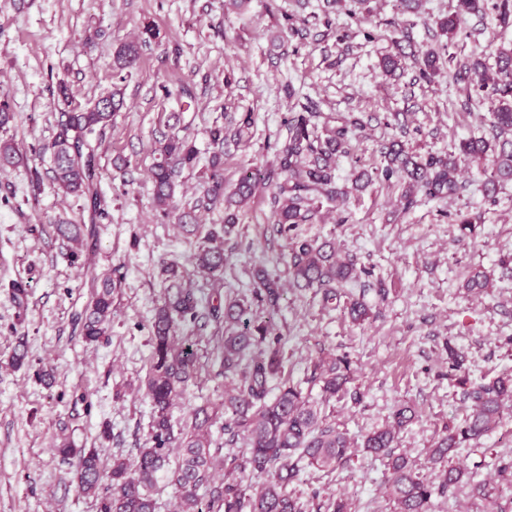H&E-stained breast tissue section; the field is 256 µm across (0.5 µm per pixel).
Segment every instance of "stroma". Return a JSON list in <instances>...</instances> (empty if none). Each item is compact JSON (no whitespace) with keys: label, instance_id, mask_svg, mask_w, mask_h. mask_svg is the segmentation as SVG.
Segmentation results:
<instances>
[{"label":"stroma","instance_id":"stroma-1","mask_svg":"<svg viewBox=\"0 0 512 512\" xmlns=\"http://www.w3.org/2000/svg\"><path fill=\"white\" fill-rule=\"evenodd\" d=\"M365 37L343 8L327 0H250L245 10L224 0H0V93L15 114L8 131L23 163L0 171V512H99L78 488L75 458L56 450L61 440L98 448L104 464L113 455L135 459L148 438L151 404L140 387L149 367V326L165 290V262H178L194 288L201 312L230 291L250 288L256 268L285 272L287 240L269 218L274 187L260 189L249 217L224 242L223 274L205 278L188 261L223 212L163 215L153 199L150 169L158 140L187 138L208 162L209 131L225 116L251 114L255 124L239 144L224 151V177L234 182L245 165H275L274 143L284 120L305 106L322 121L355 113L365 128L340 158L336 175L351 183L360 170L381 167L383 144L398 135L395 113L406 115V146L420 155L451 151L461 140L487 133L482 108L465 112L459 86L448 77L418 79L414 70L389 80L377 63L389 49L381 38L400 19L399 0H373ZM305 19L307 39L279 41L285 13ZM154 26L157 37L140 46L131 76L122 83L124 106L111 127L94 137L96 175L91 193L65 198L37 148L49 142L61 118L53 96L68 82L85 104L112 88L113 54ZM295 97H288L286 87ZM200 167L178 178L184 200L206 187ZM462 194L418 198L404 207L398 183L374 182L348 201L323 207V219L301 225L303 236L332 238L356 256L364 299L372 308L363 324L343 308L323 307L312 291L286 287L274 313L253 303L258 317H272L288 355L286 369L326 423L346 431L357 446L331 472L306 470L291 491L307 512H321L329 499L344 498L351 512H393L384 460L358 443L381 428L402 405L416 418L399 450L428 480L433 443L462 424L470 411L464 382L482 383L512 374V275L501 266L512 256V183L495 201L482 192L484 165L461 159ZM475 216L471 235L460 236L453 218ZM96 225L80 260H72L57 234L60 222ZM494 286L475 295L464 288L474 270ZM116 271L112 327L90 345L76 322L97 276ZM26 290L24 301L14 286ZM198 352L199 371L171 411L176 424L191 423L198 408L212 416L211 438L226 455L222 431L224 373L219 353L224 325L207 320L181 330ZM28 363L11 365L18 348ZM465 357L448 368V350ZM351 362L349 391L362 395L323 402L313 380L315 364L336 356ZM53 371L52 386L38 369ZM512 452V409L501 426L479 443L463 445L453 465L473 481L498 484L501 455Z\"/></svg>","mask_w":512,"mask_h":512}]
</instances>
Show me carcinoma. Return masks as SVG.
Instances as JSON below:
<instances>
[{
    "label": "carcinoma",
    "mask_w": 512,
    "mask_h": 512,
    "mask_svg": "<svg viewBox=\"0 0 512 512\" xmlns=\"http://www.w3.org/2000/svg\"><path fill=\"white\" fill-rule=\"evenodd\" d=\"M369 0H349L347 15L361 27L370 22ZM493 11L503 27L512 26V0H455L448 14L434 20L446 42L423 49L404 31V22L388 23L387 40L393 53L382 58L380 68L389 76L404 68L403 62L418 71V77L432 80L448 64V76L464 83L463 106L487 107L485 120L489 136L463 140L457 151L446 155H413L399 140L383 146L384 165L376 172H363L366 183L374 180L402 185L405 207L422 195L432 200L455 196L464 188L458 179L457 155L473 160L492 158L491 172L483 183L486 197H495L500 186L512 182V44L486 46L481 52L458 57L448 54L447 40L463 31L472 17ZM285 37L305 39L310 35L305 21L289 15ZM494 59L486 62V56ZM139 59V45L129 43L118 49L112 62V76L123 82L132 74ZM56 100L63 107V120L43 153L49 155V172L57 189L66 196L81 198L91 191L94 174V148L91 136L112 125L115 112L123 106L118 92L99 96L86 107L73 104L68 83L56 86ZM317 113L292 112L285 120L286 136L274 145L275 168L266 174L245 169L231 190L224 184V147L241 139L253 127L247 114L229 120L225 126L210 130L214 151L206 168L207 188L203 195L188 202L192 212L224 210L223 224L209 230L205 240L190 256V262L202 273L216 277L223 273L226 257L218 240L231 236L241 223L242 211L260 183L275 184L272 223L276 232L288 240V276L293 286L308 288L321 295L326 304L346 298L345 310L355 322L366 320L370 308L345 291L357 278V262L350 254L336 251L329 239L302 237L297 229L311 224L323 204H333L348 196L349 190L336 179L337 160L350 152V143L363 127L357 116L334 126L318 127ZM156 162L151 168L153 196L167 213L176 207L177 174L197 163V149L175 134L158 141ZM21 152L11 139L0 138V167L15 166ZM60 235L71 243V257L78 259L84 241V229L58 225ZM166 294L150 325L152 353L141 388L152 405L149 437L137 449L134 462L121 456L112 459L106 470L101 449L75 448L63 441L57 451L77 460L78 486L99 502V512H157L154 491L163 482L175 490L176 512H305L303 504L288 486L296 482L307 467L334 470L351 453L347 433L323 422L320 410L302 395V391L281 378L285 352L274 327L251 313L247 295L227 297L224 304L212 307L210 315H224V339L220 363L224 370V435L226 444L242 443L244 448L227 455L230 468L224 482L213 479L215 453L210 440L211 416L207 409L194 412L191 424L175 426L170 409L181 398L186 386L196 377L198 356L193 344L179 336L180 327L203 318L192 289L182 283L179 266L165 263ZM117 283L111 275L98 279L94 293L80 316L82 332L89 344L98 343L112 326L113 294ZM283 284L281 277L265 267L253 272L252 298L274 309ZM324 401L339 396L351 373L344 356L319 365ZM279 380L277 389L271 381ZM471 412L463 424L441 437L430 451V462L440 465L433 483L417 471L409 459L394 453L400 432L414 419L408 406L393 412L392 421L368 433L361 442L372 457L387 460L390 471L388 493L395 512H430L434 495H452L467 473L447 464L450 453L467 443H478L502 422L506 404L512 403V375L473 385L464 391ZM247 473L255 479L252 487H242L230 477ZM486 502V512H512L496 488L484 482L473 486Z\"/></svg>",
    "instance_id": "carcinoma-1"
}]
</instances>
